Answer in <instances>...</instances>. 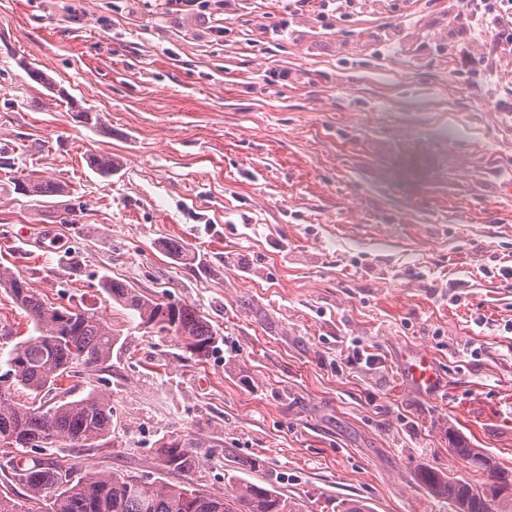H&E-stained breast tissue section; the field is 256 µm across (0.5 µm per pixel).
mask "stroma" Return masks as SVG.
I'll return each mask as SVG.
<instances>
[{
	"instance_id": "1",
	"label": "stroma",
	"mask_w": 512,
	"mask_h": 512,
	"mask_svg": "<svg viewBox=\"0 0 512 512\" xmlns=\"http://www.w3.org/2000/svg\"><path fill=\"white\" fill-rule=\"evenodd\" d=\"M454 2L0 0V266L120 338L107 370L62 384L112 402L111 436L53 448L75 475L254 483L288 512H453L420 480L484 482L452 439L512 470V50L496 72L474 63ZM91 151L118 171L93 172ZM33 170L65 196L17 193ZM107 277L196 308L217 351L157 336ZM30 333L0 290V374ZM356 341L383 367L349 364ZM414 350L444 390L402 379ZM173 438L190 469L157 456Z\"/></svg>"
}]
</instances>
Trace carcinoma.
I'll return each instance as SVG.
<instances>
[{"instance_id":"obj_1","label":"carcinoma","mask_w":512,"mask_h":512,"mask_svg":"<svg viewBox=\"0 0 512 512\" xmlns=\"http://www.w3.org/2000/svg\"><path fill=\"white\" fill-rule=\"evenodd\" d=\"M88 165L110 176L118 162L110 153H91ZM17 190L42 202L60 197L64 185L34 171L17 182ZM0 288L21 309L33 334L19 342L6 364L16 384L30 392L31 403L14 401L0 389V468L12 471L32 500L47 502V512H288V500L264 487L243 484L230 497H214L186 484L139 479L119 473H92L77 479L59 460L25 458L56 445L93 448L110 435L112 405L106 396L56 399L59 383L78 365L99 369L112 358L118 337L96 313L81 307H54L20 273L0 267ZM101 288L113 300L155 332L180 341L198 361L217 348L219 336L209 321L185 303L149 299L118 280H106ZM452 451L488 481L476 485L441 471L426 470L422 482L435 495L448 500L456 512H512V490H502L507 469L480 448L457 441ZM158 456L167 466L182 469L187 464L182 443L172 439L158 446Z\"/></svg>"}]
</instances>
